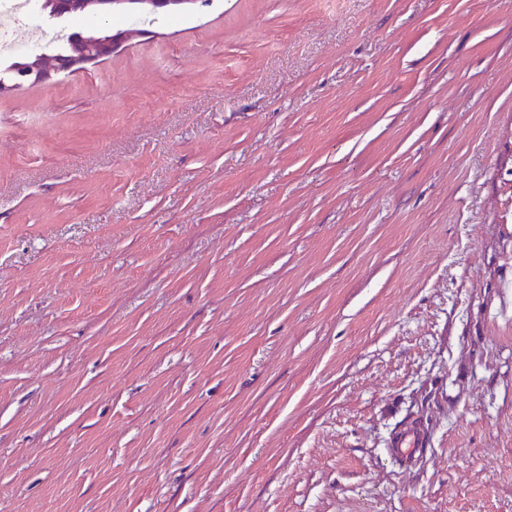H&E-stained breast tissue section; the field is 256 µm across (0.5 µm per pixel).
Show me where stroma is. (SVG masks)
<instances>
[{
	"mask_svg": "<svg viewBox=\"0 0 512 512\" xmlns=\"http://www.w3.org/2000/svg\"><path fill=\"white\" fill-rule=\"evenodd\" d=\"M112 23L0 95V512H512V0ZM74 29L75 27L71 30L75 31ZM80 34L95 37H106L110 35L108 30H96L87 35H84L82 31H75L71 34L67 42L63 44L61 49L53 51L55 53L54 55L40 54L44 63L49 65L50 60L54 62L60 56L67 54L71 48V44ZM120 40V34H113L107 40L99 41L79 38L73 43L70 53L60 58L57 68H45L41 64L38 54L31 55L29 58L30 63L20 68L25 69L24 76L29 77L31 84L43 83L50 78L52 71L56 73L63 71L75 72L84 69V65L88 63L109 59L118 48ZM425 431L420 424H411L396 434L391 442V455L404 468H413L427 447Z\"/></svg>",
	"mask_w": 512,
	"mask_h": 512,
	"instance_id": "1",
	"label": "stroma"
}]
</instances>
